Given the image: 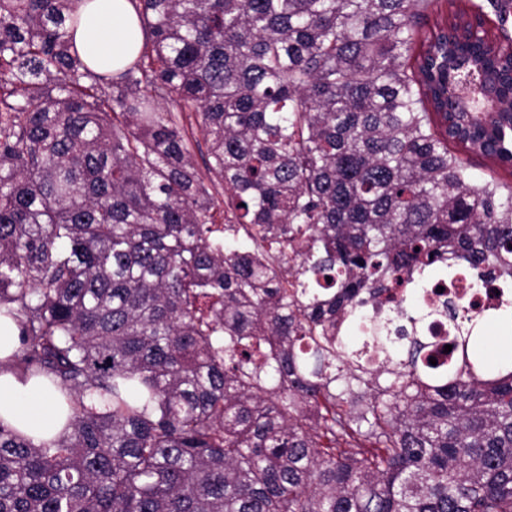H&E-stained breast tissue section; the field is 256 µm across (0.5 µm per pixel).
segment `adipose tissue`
Returning <instances> with one entry per match:
<instances>
[{"label": "adipose tissue", "mask_w": 512, "mask_h": 512, "mask_svg": "<svg viewBox=\"0 0 512 512\" xmlns=\"http://www.w3.org/2000/svg\"><path fill=\"white\" fill-rule=\"evenodd\" d=\"M78 47L99 73L118 75L123 62L137 56L142 44L137 15L129 0H85L78 8ZM69 407L50 382L33 378L20 382L0 372V420L34 443H51L63 430Z\"/></svg>", "instance_id": "1"}]
</instances>
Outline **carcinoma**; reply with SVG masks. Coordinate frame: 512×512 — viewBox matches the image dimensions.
<instances>
[{"label":"carcinoma","instance_id":"cac0c4a2","mask_svg":"<svg viewBox=\"0 0 512 512\" xmlns=\"http://www.w3.org/2000/svg\"><path fill=\"white\" fill-rule=\"evenodd\" d=\"M130 2L115 79L79 0H0V371L71 410L0 422V512H512V364L341 337L407 278L512 281V184L456 150L512 170V0L463 38L455 0ZM91 1L79 4L77 45L93 70L117 76L143 44L137 15L128 0ZM20 330L10 318L0 317V360L11 356L20 345ZM69 415L64 397L52 383L38 378L22 383L11 372H0V419L35 444L51 443Z\"/></svg>","mask_w":512,"mask_h":512}]
</instances>
